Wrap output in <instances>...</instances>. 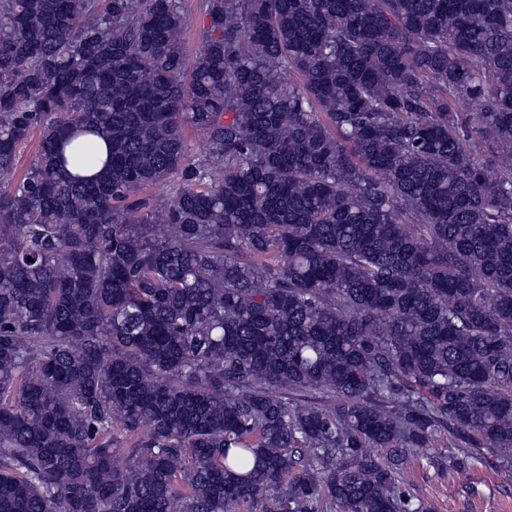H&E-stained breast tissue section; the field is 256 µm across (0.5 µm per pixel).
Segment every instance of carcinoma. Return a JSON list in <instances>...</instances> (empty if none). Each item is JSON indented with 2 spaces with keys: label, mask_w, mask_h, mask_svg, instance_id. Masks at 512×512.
Wrapping results in <instances>:
<instances>
[{
  "label": "carcinoma",
  "mask_w": 512,
  "mask_h": 512,
  "mask_svg": "<svg viewBox=\"0 0 512 512\" xmlns=\"http://www.w3.org/2000/svg\"><path fill=\"white\" fill-rule=\"evenodd\" d=\"M203 7L0 0V512L511 482L512 0ZM186 18V27L183 36V47L186 63L192 65L195 54L199 48V31L204 23L201 10L202 0H181ZM38 144V136L35 135L33 139L26 145L23 146L16 160V168L15 171L9 175H0V185L1 183L14 182L20 178V176L27 170L29 165L31 164L36 148Z\"/></svg>",
  "instance_id": "cac0c4a2"
}]
</instances>
